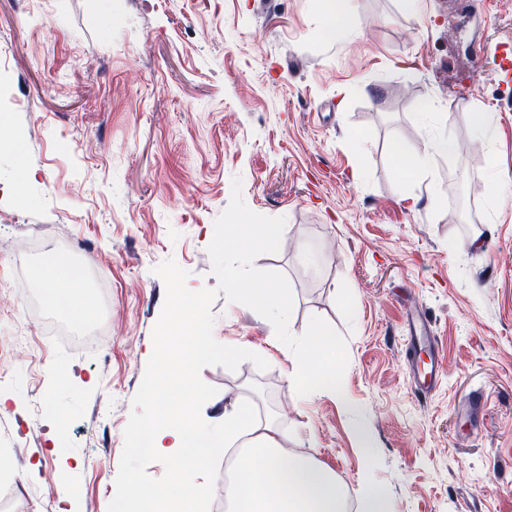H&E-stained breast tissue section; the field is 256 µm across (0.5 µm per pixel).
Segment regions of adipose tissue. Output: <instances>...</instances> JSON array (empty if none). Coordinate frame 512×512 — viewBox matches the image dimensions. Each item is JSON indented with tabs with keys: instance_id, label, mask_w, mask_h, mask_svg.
I'll return each mask as SVG.
<instances>
[{
	"instance_id": "ef3b65f1",
	"label": "adipose tissue",
	"mask_w": 512,
	"mask_h": 512,
	"mask_svg": "<svg viewBox=\"0 0 512 512\" xmlns=\"http://www.w3.org/2000/svg\"><path fill=\"white\" fill-rule=\"evenodd\" d=\"M360 24L355 0H322L319 32L323 37L340 39ZM456 150L452 140L440 135L430 136L421 145L402 140L391 144L396 167L408 179L429 172ZM40 278L49 305L62 307L80 322L92 319L91 308L77 291L80 278L70 264L48 261L40 269ZM192 347V353H178L162 367V388L176 391V407L162 409L163 424L147 434L144 444L148 453L170 462V489L161 496L137 482L127 483L122 495L132 512H160L165 502L173 512H195L199 472L217 444L236 454V477L224 486L225 512H348L347 494L335 471L314 457L284 448L274 421L256 420L251 411L242 409L225 415L220 437L205 435L195 415L193 365L212 347L206 330H198Z\"/></svg>"
}]
</instances>
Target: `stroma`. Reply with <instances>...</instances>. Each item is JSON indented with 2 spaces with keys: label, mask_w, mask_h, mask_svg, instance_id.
Listing matches in <instances>:
<instances>
[{
  "label": "stroma",
  "mask_w": 512,
  "mask_h": 512,
  "mask_svg": "<svg viewBox=\"0 0 512 512\" xmlns=\"http://www.w3.org/2000/svg\"><path fill=\"white\" fill-rule=\"evenodd\" d=\"M357 11L369 26L324 40L319 0H0V238L25 247L0 255V354L33 323L28 357L0 375V512H61L67 495L74 512H107L165 300L155 269L172 259L188 286L216 285L207 247L237 178L252 211L286 219L279 251L255 267L288 278L290 331L316 315L343 336L356 407L298 396L272 324L220 296L215 339L270 367L204 368L217 393L203 418L248 406L275 419L287 448L336 472L352 512L368 482L393 512H512V82L497 69L512 0H425L420 17L400 0H357ZM430 95L450 108L426 128L415 102ZM475 110L491 118L493 202L473 191L488 177ZM431 132L456 156L405 180L391 140ZM63 247L106 328L81 348L41 333L51 308L32 316L12 298H41L38 269ZM409 304L431 319L443 366L425 402L403 358ZM56 366L65 377L52 383ZM477 388L490 404L475 429L460 406ZM224 461L205 468L200 512H224ZM33 466L37 478L20 481Z\"/></svg>",
  "instance_id": "stroma-1"
}]
</instances>
